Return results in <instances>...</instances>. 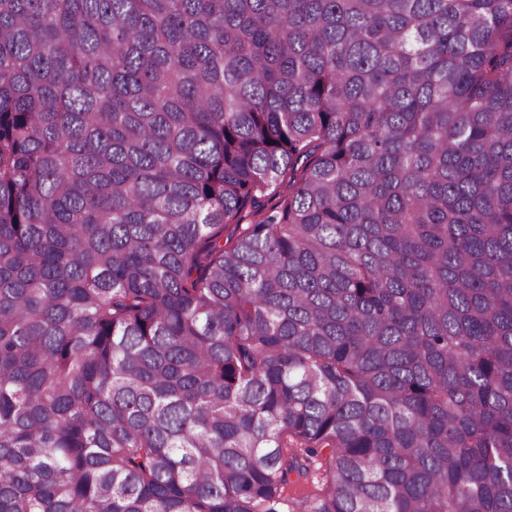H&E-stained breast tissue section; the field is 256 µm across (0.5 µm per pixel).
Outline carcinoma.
<instances>
[{"instance_id": "1", "label": "carcinoma", "mask_w": 512, "mask_h": 512, "mask_svg": "<svg viewBox=\"0 0 512 512\" xmlns=\"http://www.w3.org/2000/svg\"><path fill=\"white\" fill-rule=\"evenodd\" d=\"M0 512H512V0H0Z\"/></svg>"}]
</instances>
